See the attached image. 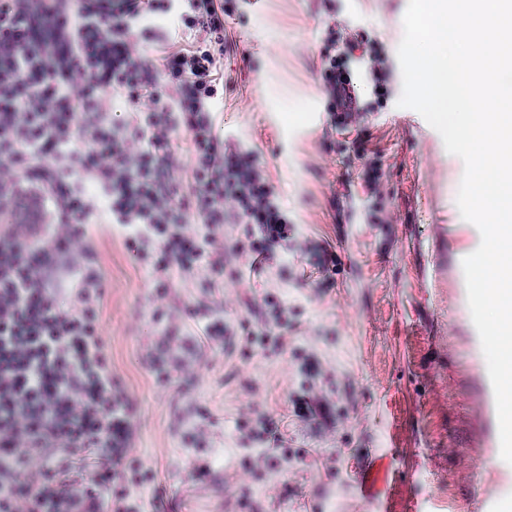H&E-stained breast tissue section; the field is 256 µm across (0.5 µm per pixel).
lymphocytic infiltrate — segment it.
<instances>
[{"label": "lymphocytic infiltrate", "instance_id": "lymphocytic-infiltrate-1", "mask_svg": "<svg viewBox=\"0 0 512 512\" xmlns=\"http://www.w3.org/2000/svg\"><path fill=\"white\" fill-rule=\"evenodd\" d=\"M235 0H0V202L35 190L51 222L37 236L0 234V512H99L129 450L132 426L98 332L100 276L74 264L51 272L86 225L106 223L156 270L223 271L224 227H249L252 267L288 244V210L252 150L213 131V103ZM173 17L158 61L139 58L138 37ZM357 48L325 55L331 110L359 107L346 73ZM162 65L169 90L155 92ZM128 109L129 120L111 114ZM186 130L194 192L175 200L172 136ZM92 183L96 195L84 192ZM99 459L90 492L64 477L85 453Z\"/></svg>", "mask_w": 512, "mask_h": 512}]
</instances>
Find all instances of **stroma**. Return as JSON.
<instances>
[{
	"mask_svg": "<svg viewBox=\"0 0 512 512\" xmlns=\"http://www.w3.org/2000/svg\"><path fill=\"white\" fill-rule=\"evenodd\" d=\"M407 4L237 0L226 20L218 131L255 152L288 208L280 261L255 271L240 256L211 292L165 281L110 225L80 241L105 278L100 330L132 414L119 488L140 512H482L476 485L504 478L481 415L487 362L456 293L464 163L397 105ZM333 30L378 48L387 76L377 90L371 60L352 58L360 110L347 126L320 84ZM268 295L288 303L284 350L248 339ZM195 306L237 335L200 342ZM317 400L325 416L297 414ZM260 415L277 434L246 440L238 422Z\"/></svg>",
	"mask_w": 512,
	"mask_h": 512,
	"instance_id": "obj_1",
	"label": "stroma"
}]
</instances>
